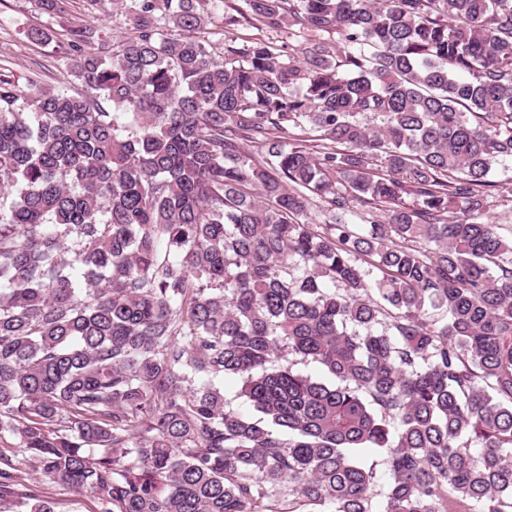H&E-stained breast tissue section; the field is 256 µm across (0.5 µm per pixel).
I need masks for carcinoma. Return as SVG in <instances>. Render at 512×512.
<instances>
[{
    "label": "carcinoma",
    "instance_id": "carcinoma-1",
    "mask_svg": "<svg viewBox=\"0 0 512 512\" xmlns=\"http://www.w3.org/2000/svg\"><path fill=\"white\" fill-rule=\"evenodd\" d=\"M241 2L0 78V512H512V0ZM490 179L499 182L503 189L494 191L488 196L485 211L493 224H497L498 232L510 238L512 236V198H510L511 194L502 191L512 186V165L499 166ZM27 479L22 480V484L17 487L19 494L27 493L28 488L33 485L39 486L37 488L40 493L49 500L54 502L56 512H97V506L86 494H81L70 489H64L55 484L47 482L30 481V476H25Z\"/></svg>",
    "mask_w": 512,
    "mask_h": 512
}]
</instances>
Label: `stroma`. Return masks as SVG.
<instances>
[{"instance_id":"1","label":"stroma","mask_w":512,"mask_h":512,"mask_svg":"<svg viewBox=\"0 0 512 512\" xmlns=\"http://www.w3.org/2000/svg\"><path fill=\"white\" fill-rule=\"evenodd\" d=\"M52 11L44 0H0V74L16 77L20 91L29 82L66 90L72 83L64 65L67 49L65 30L71 25L89 24L105 41H116L129 33L125 14L112 0H58ZM51 29L49 41H29L30 27ZM501 188L488 196L486 213L502 236H512V165L498 167L491 175Z\"/></svg>"}]
</instances>
